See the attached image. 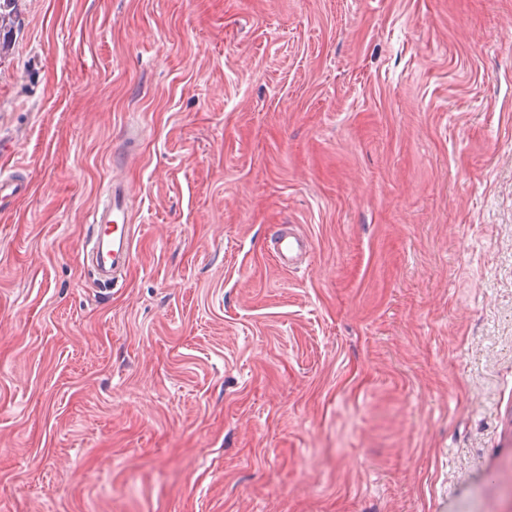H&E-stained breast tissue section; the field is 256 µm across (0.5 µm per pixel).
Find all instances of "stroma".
Returning a JSON list of instances; mask_svg holds the SVG:
<instances>
[{
	"label": "stroma",
	"instance_id": "1",
	"mask_svg": "<svg viewBox=\"0 0 512 512\" xmlns=\"http://www.w3.org/2000/svg\"><path fill=\"white\" fill-rule=\"evenodd\" d=\"M0 137V512H512V0H21ZM28 193V183L18 179L0 177V211L11 209ZM89 224L96 231L91 261L104 282H113L130 263L134 246L128 197L121 183L107 185L105 198L93 210ZM312 250L309 236L291 226L275 237L271 253L279 266L291 269L306 261Z\"/></svg>",
	"mask_w": 512,
	"mask_h": 512
}]
</instances>
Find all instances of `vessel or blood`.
<instances>
[{
	"mask_svg": "<svg viewBox=\"0 0 512 512\" xmlns=\"http://www.w3.org/2000/svg\"><path fill=\"white\" fill-rule=\"evenodd\" d=\"M27 192L26 182L0 177V211L11 209ZM90 224L96 231L91 261L104 280L114 279L133 257V226L122 184L107 185L105 198L93 210ZM312 250L309 236L292 226L275 237L271 253L279 266L291 269L306 261Z\"/></svg>",
	"mask_w": 512,
	"mask_h": 512,
	"instance_id": "1",
	"label": "vessel or blood"
}]
</instances>
